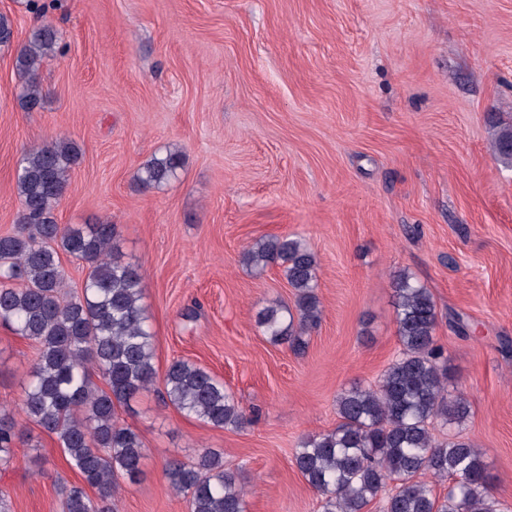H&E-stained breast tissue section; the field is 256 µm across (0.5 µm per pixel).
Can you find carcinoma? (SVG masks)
I'll return each mask as SVG.
<instances>
[{
    "instance_id": "1",
    "label": "carcinoma",
    "mask_w": 512,
    "mask_h": 512,
    "mask_svg": "<svg viewBox=\"0 0 512 512\" xmlns=\"http://www.w3.org/2000/svg\"><path fill=\"white\" fill-rule=\"evenodd\" d=\"M59 40L57 29L43 22L16 51L19 101L28 111L41 106L39 70ZM493 127L494 149L512 166V125ZM79 160L77 144L59 138L27 153L17 169V227L0 235V323L31 341L36 359L19 410L0 408V466L13 462L14 448L24 441L22 423L31 422L56 439L81 476L61 488L64 512H114L115 477L137 481L144 460L140 436L117 421L116 408L153 384L154 334L139 268L115 249L117 225H62L55 218ZM182 164L181 153L169 150L144 163L137 178L159 188ZM62 252L89 266L79 292L65 291ZM242 263L257 273L282 269L295 306H266L256 323L271 340L303 351L320 319L315 253L299 237L269 235L254 240ZM393 293L400 356L376 385L341 391L340 423L301 439L294 454L298 471L320 494L322 512H364L390 481L397 487L387 512H504L492 496L483 453L462 435L471 407L447 389L432 293L406 270L394 276ZM94 370L103 385L93 382ZM165 387L169 404L188 417L216 428L244 424L235 396L200 366L173 362ZM163 472L174 491L189 496L190 512H246L244 489L219 452L205 448L191 463L170 459ZM422 475L448 482V493L438 497Z\"/></svg>"
}]
</instances>
